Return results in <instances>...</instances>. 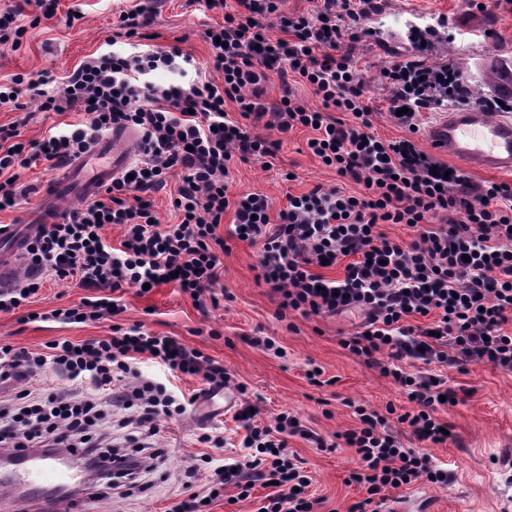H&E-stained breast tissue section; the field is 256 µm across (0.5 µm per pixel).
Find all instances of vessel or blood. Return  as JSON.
Segmentation results:
<instances>
[{"instance_id": "1", "label": "vessel or blood", "mask_w": 512, "mask_h": 512, "mask_svg": "<svg viewBox=\"0 0 512 512\" xmlns=\"http://www.w3.org/2000/svg\"><path fill=\"white\" fill-rule=\"evenodd\" d=\"M432 146L473 170L512 172V120L493 119L490 113L472 107L448 113L427 131ZM135 131L122 128L90 142L86 152L68 163L62 178L51 185L46 197L91 199L124 172L130 158L124 149L134 141ZM39 230L35 224L0 225V289L13 283L14 257L25 241ZM77 473L61 468L44 452L16 456L14 463L0 470V487L24 492L40 502L42 512H57L56 499L45 496L47 488L69 490L78 484Z\"/></svg>"}]
</instances>
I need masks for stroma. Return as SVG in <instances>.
<instances>
[{
  "label": "stroma",
  "mask_w": 512,
  "mask_h": 512,
  "mask_svg": "<svg viewBox=\"0 0 512 512\" xmlns=\"http://www.w3.org/2000/svg\"><path fill=\"white\" fill-rule=\"evenodd\" d=\"M137 8L151 15L147 32L154 46H178L193 56L199 67H207L205 32L221 23L223 16L207 11L201 0H59L54 17L29 30L19 49L0 46V80L17 73L47 71L53 77L47 86L49 94H60L65 77L82 60L105 51V41L115 32L120 12ZM73 9L82 17L71 23L67 14ZM432 25L437 31L427 38L426 60L452 63L468 77L480 76L491 65L494 47L512 53V4L506 0H381L365 21L370 34L355 44L353 60L366 80L369 103L376 114L374 126L382 138L403 134L388 114L390 90L382 72L409 54L411 27ZM78 118L74 111L59 115L41 112L31 103L19 110L0 111V125L23 123L29 140L41 139L50 127ZM309 136L304 129L283 136L273 170H263L256 161L236 163L231 171L232 192H263L277 210L285 205L288 194L308 191L317 184L358 191L357 183L344 181L312 155L306 145ZM62 175V170L47 172L40 166L27 170L24 180L37 192L14 209L0 212V224L44 220L42 193ZM228 246L219 284L232 299L222 306L198 304L170 285L144 295L127 286L121 292L126 310L114 320L62 325L2 316L0 344L40 350L60 337L77 341L101 338L110 335L113 324L141 323L152 333L175 337L201 350L223 366L234 381L246 385L248 398L259 405V418L265 423L286 410L329 437L356 427L354 406L379 413L390 404L400 413L411 409L406 394L379 369L368 367L342 347V338L357 332L359 313L305 318L290 312L285 319H278L279 296L257 279V247L236 240ZM261 333L276 338L283 356L254 345V337ZM314 367L322 370L327 385L309 383L306 372ZM448 384L457 393L455 404L439 413L450 426L448 440L418 445L407 430H400L399 436L404 444L417 445L435 463L447 466L452 480L445 489L420 483L405 487L404 492L435 502L438 512H501L504 500L512 497V469L501 464L503 457L512 458V371L473 364L462 372L450 370ZM205 433L224 438L223 448L213 450L214 458L244 455V432L238 429L233 411L225 409L223 397L202 398L188 406L157 440L159 447L170 451L165 464L169 481L157 482L152 489L125 499H91L86 487H77L63 498L61 512H165L169 498L179 490L178 475L193 456L204 452L198 438ZM288 443L306 463L311 490L324 500L322 512H349L351 505L364 497V489L346 482L356 466L353 449L344 446L322 451L297 436Z\"/></svg>",
  "instance_id": "35a3bbf8"
}]
</instances>
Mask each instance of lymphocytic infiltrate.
I'll use <instances>...</instances> for the list:
<instances>
[{"mask_svg": "<svg viewBox=\"0 0 512 512\" xmlns=\"http://www.w3.org/2000/svg\"><path fill=\"white\" fill-rule=\"evenodd\" d=\"M36 6L38 15L26 25L20 10L0 12L1 46L19 48L29 28L54 15L57 0H36ZM210 7L223 15L205 33L213 77L153 84L150 73L174 67L183 52L150 46L86 57L58 97L44 93V74L18 73L0 83V108H20L27 96L38 100L40 111L80 114L37 141L25 140L19 123L0 126V211L31 193L20 181L24 170L41 163L60 168L90 139L115 128L142 134L130 175L115 178L103 198L66 208L28 240L26 272L0 291V315L22 310L28 321L64 325L107 320L125 310L123 286L167 282L192 299L209 296L216 306L228 240L249 243L259 249V277L279 294L280 311L304 317L360 311L361 330L343 340L344 349L378 367L416 408L400 414L390 405L381 415L355 406L359 424L338 440L291 412L265 424L242 408L235 419L245 431L246 455L229 464L201 454L182 473L184 496L166 512H207V500L218 499L228 485L242 500L255 486H274L263 499L265 512H318L323 501L310 493L311 477L288 451L292 436L323 450L353 448L358 466L349 480L366 495L350 512H381L390 491L417 482L447 488V468L404 446L387 418L395 416L417 441L444 443L437 411L455 392L446 376L417 371V364L512 370V184L474 182L421 150L410 134L423 113L454 102L465 77L449 63L428 65L423 36L413 32V53L383 72L388 111L405 134L384 139L375 132L366 85L351 59L352 44L366 34L372 0H320L300 15L285 12L283 0H212ZM273 76L283 93L270 103L263 85ZM296 85L310 89L317 105L297 98ZM297 128L310 131L307 147L325 167L361 184V191L317 184L287 195L277 210L259 191L230 196L234 163L255 160L273 169L280 142L271 131ZM166 188L173 224L161 223L148 198ZM229 210L234 219L228 225ZM110 224L123 229L115 245L103 235ZM388 224L406 226L413 238H392ZM339 263L340 277L321 274L322 265ZM52 281L77 282L87 295L72 307L31 310ZM142 357L173 376H202L212 391L230 385L247 391L200 350L140 323L113 326L103 338L61 337L40 352L4 344L0 382L19 386L0 399V447L77 457L106 490L124 497L147 490L165 454L151 440L184 414L186 402L136 371ZM49 372L67 378L71 388L34 386ZM116 404L124 410L117 420ZM200 481L207 496L194 490Z\"/></svg>", "mask_w": 512, "mask_h": 512, "instance_id": "obj_1", "label": "lymphocytic infiltrate"}]
</instances>
